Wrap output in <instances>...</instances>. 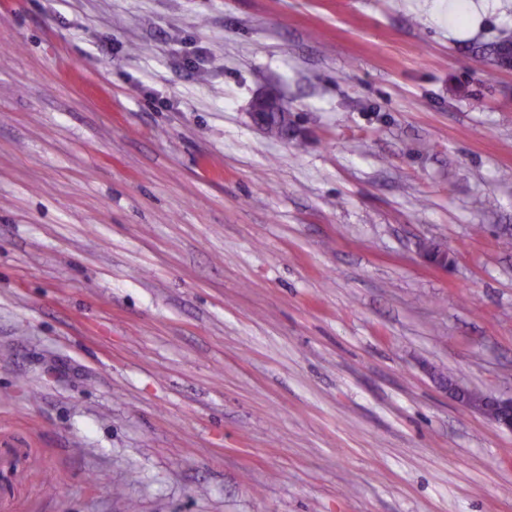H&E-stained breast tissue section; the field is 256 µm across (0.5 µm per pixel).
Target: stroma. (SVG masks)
Here are the masks:
<instances>
[{"label": "stroma", "mask_w": 512, "mask_h": 512, "mask_svg": "<svg viewBox=\"0 0 512 512\" xmlns=\"http://www.w3.org/2000/svg\"><path fill=\"white\" fill-rule=\"evenodd\" d=\"M505 29L0 0V512H512ZM288 106L283 98L274 91H265L256 96L252 103V112L249 117L253 124L263 133L272 136L268 126L269 120L264 117L265 113L276 112L278 115L283 113L286 120L291 124L293 122L290 112H287ZM446 385L465 406L490 416L499 429L512 433V396L493 398L480 392L459 388L450 380Z\"/></svg>", "instance_id": "stroma-1"}]
</instances>
